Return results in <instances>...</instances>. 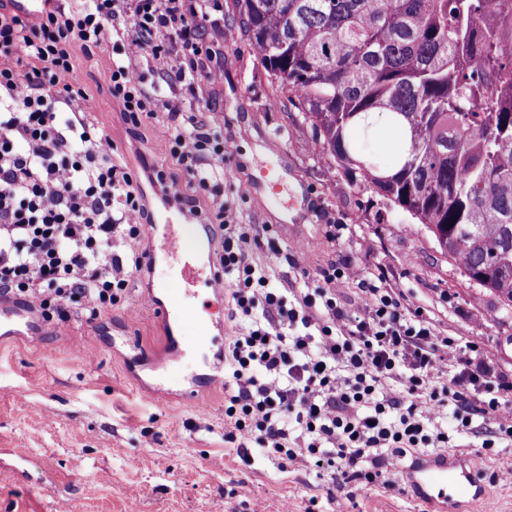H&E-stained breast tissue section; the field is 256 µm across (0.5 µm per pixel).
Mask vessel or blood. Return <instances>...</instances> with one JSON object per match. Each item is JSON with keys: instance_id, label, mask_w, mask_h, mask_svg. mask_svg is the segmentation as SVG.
<instances>
[{"instance_id": "b4317fda", "label": "vessel or blood", "mask_w": 512, "mask_h": 512, "mask_svg": "<svg viewBox=\"0 0 512 512\" xmlns=\"http://www.w3.org/2000/svg\"><path fill=\"white\" fill-rule=\"evenodd\" d=\"M159 201L158 226L153 233L158 244L150 249L147 265H154L156 258H164L174 265L171 279L164 284V299L153 301L152 309L159 318H166L169 307L193 313L187 298L192 285L201 283L214 294L221 293L223 281L207 264L190 254L187 242L180 230V221L186 213L173 190L155 187ZM42 332V321L34 308L15 306L12 298L0 296V335L37 336ZM410 484L417 498L425 503L429 512H467L478 507L479 512H495L496 503L480 481L475 470L458 457L436 454L416 458L408 467Z\"/></svg>"}]
</instances>
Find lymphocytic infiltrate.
Listing matches in <instances>:
<instances>
[{"mask_svg":"<svg viewBox=\"0 0 512 512\" xmlns=\"http://www.w3.org/2000/svg\"><path fill=\"white\" fill-rule=\"evenodd\" d=\"M223 10L221 0H82L31 21L0 0V294L37 299L61 318L75 305L91 321L118 304L142 261L115 246L144 235L145 208L132 173L112 158L111 137L84 119L86 94L60 77L72 71L75 47L113 41L106 82L139 123L157 108L136 72L140 57L191 92L220 79L205 68L210 49L199 30ZM168 108L170 155L224 234L220 262L238 326L224 348L225 442L341 472L349 501L375 483L393 487L391 460L475 436L477 420L491 424L484 450L512 444V378L482 362L479 346L441 335L411 294L387 288L385 274L335 264L321 271L323 287L289 304L250 260L246 227L224 202L223 129L179 103ZM350 281L360 291L356 313L336 300ZM448 419L449 434L438 429Z\"/></svg>","mask_w":512,"mask_h":512,"instance_id":"f902f5d3","label":"lymphocytic infiltrate"}]
</instances>
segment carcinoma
<instances>
[{"instance_id":"carcinoma-1","label":"carcinoma","mask_w":512,"mask_h":512,"mask_svg":"<svg viewBox=\"0 0 512 512\" xmlns=\"http://www.w3.org/2000/svg\"><path fill=\"white\" fill-rule=\"evenodd\" d=\"M336 163L408 212L490 316L512 313V0H235ZM394 128L389 157L371 138Z\"/></svg>"}]
</instances>
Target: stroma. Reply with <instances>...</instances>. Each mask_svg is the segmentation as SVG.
<instances>
[{
  "label": "stroma",
  "instance_id": "stroma-1",
  "mask_svg": "<svg viewBox=\"0 0 512 512\" xmlns=\"http://www.w3.org/2000/svg\"><path fill=\"white\" fill-rule=\"evenodd\" d=\"M223 3L224 20L204 31L220 81L192 94L169 89L153 63L138 72L147 91L223 127L224 165L238 169L223 186L224 201L251 227L254 262L288 288L322 287L320 273L334 262L384 271L387 287L412 292L444 333L480 345L496 372L512 376V328L492 321L491 298L474 300L430 234L360 187L302 127L301 114L283 108L281 88L232 21L234 0ZM111 53L75 48L67 83L92 101L89 121L111 135L137 184L162 169L189 193L190 175L169 156L166 109L135 125L113 101L104 80ZM267 167L286 172L304 197L284 191L274 200L261 187L240 195L239 185ZM169 278L164 267L132 272L121 303L96 320L53 316L42 335L0 340V512H58L64 499L72 512H426L403 474L408 458L394 468V488L376 485L345 502L341 479L225 442L223 386L208 390L203 408L183 394L192 388L190 346L203 319L236 333L228 303L205 293L195 300L200 317L173 310L161 322L143 297ZM172 339L185 348L188 370L167 381L152 364ZM447 453L475 467L498 512H512V478L504 476L512 446L487 451L471 438Z\"/></svg>",
  "mask_w": 512,
  "mask_h": 512
}]
</instances>
